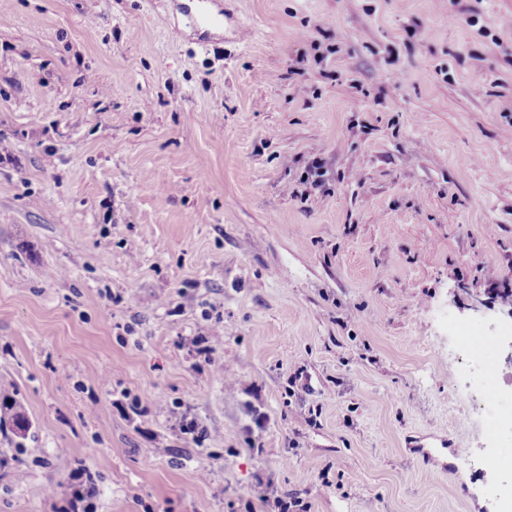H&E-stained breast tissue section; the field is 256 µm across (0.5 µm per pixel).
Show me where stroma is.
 Returning a JSON list of instances; mask_svg holds the SVG:
<instances>
[{
	"instance_id": "35a3bbf8",
	"label": "stroma",
	"mask_w": 512,
	"mask_h": 512,
	"mask_svg": "<svg viewBox=\"0 0 512 512\" xmlns=\"http://www.w3.org/2000/svg\"><path fill=\"white\" fill-rule=\"evenodd\" d=\"M218 2L0 0V512H493L512 0ZM512 324L502 329L483 327L478 332H456L462 350L468 387L483 398L486 434L495 446L489 448L484 463L500 470L499 458L504 448L512 447V383L500 380L497 358L503 345H512ZM427 437H417L415 440L409 443L410 448H416L415 460L424 466H429L435 464L437 461V452L436 449L430 448H447L448 447V439L441 438L439 439V445L423 443ZM447 445V446H444ZM448 449V448H447ZM277 491L272 490V496L264 499L265 505L274 512H307V505L303 504L300 494L288 493L284 496L276 495ZM298 508V509H297Z\"/></svg>"
}]
</instances>
